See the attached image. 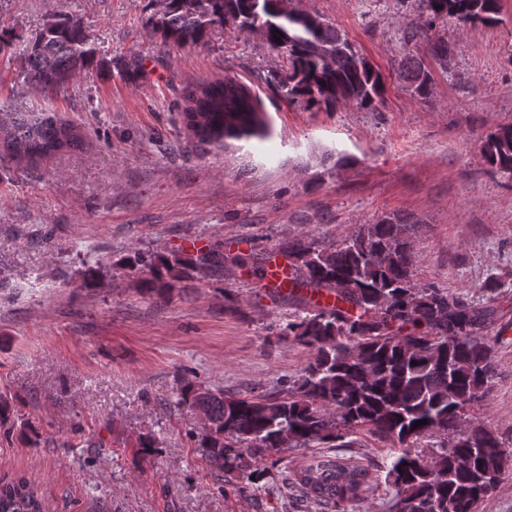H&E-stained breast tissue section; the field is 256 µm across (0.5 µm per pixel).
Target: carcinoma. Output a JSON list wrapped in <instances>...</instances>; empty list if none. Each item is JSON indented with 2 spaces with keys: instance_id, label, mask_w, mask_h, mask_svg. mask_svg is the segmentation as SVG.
<instances>
[{
  "instance_id": "obj_1",
  "label": "carcinoma",
  "mask_w": 512,
  "mask_h": 512,
  "mask_svg": "<svg viewBox=\"0 0 512 512\" xmlns=\"http://www.w3.org/2000/svg\"><path fill=\"white\" fill-rule=\"evenodd\" d=\"M285 0H151L147 26L177 45L203 41L230 13L238 29L260 32L288 61L272 69L267 84L290 103L334 112L353 103L377 112L386 81L347 35L318 13ZM424 26L411 24L407 41L428 40L439 24L476 27L499 21V0H414ZM280 40H275V37ZM430 54L448 63V43L428 40ZM97 60L79 19L48 16L20 56L23 81L43 95L65 87ZM397 75L414 96L429 98L431 74L423 60L403 52ZM235 76L199 83L186 91L183 122L200 142H221L262 133L265 122L253 91ZM76 127L20 105L0 113V154L30 162L82 144ZM480 152L489 170L512 182V124L485 134ZM408 222L387 216L363 224L336 244L321 247L294 239L283 253L291 278L288 299L304 315L277 334L309 350L307 364L283 396L237 398L222 390L186 386L176 406L204 412L207 422L188 431L210 469L246 492L263 474L259 459L285 448L334 443L346 448L367 431L391 451L386 480L399 512H478L502 475L512 469L492 430L467 412L488 393L496 376L493 346L484 331L500 315L494 301L502 283L489 277L480 304L414 280ZM128 267L144 283L170 292L198 268L224 267L212 250L196 260L136 251ZM425 420L417 428L413 423ZM370 470L339 456L318 455L289 485L310 503L343 512L362 498ZM0 512H48L44 492L24 474L0 476Z\"/></svg>"
}]
</instances>
